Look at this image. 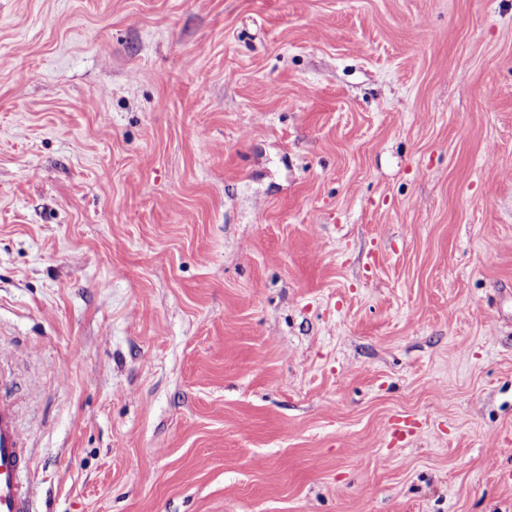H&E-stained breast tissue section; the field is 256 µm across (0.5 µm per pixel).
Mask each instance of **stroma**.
<instances>
[{
  "label": "stroma",
  "mask_w": 512,
  "mask_h": 512,
  "mask_svg": "<svg viewBox=\"0 0 512 512\" xmlns=\"http://www.w3.org/2000/svg\"><path fill=\"white\" fill-rule=\"evenodd\" d=\"M0 350L33 512H512V0H0Z\"/></svg>",
  "instance_id": "1"
}]
</instances>
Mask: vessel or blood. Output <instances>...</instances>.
Listing matches in <instances>:
<instances>
[{
  "label": "vessel or blood",
  "instance_id": "b4317fda",
  "mask_svg": "<svg viewBox=\"0 0 512 512\" xmlns=\"http://www.w3.org/2000/svg\"><path fill=\"white\" fill-rule=\"evenodd\" d=\"M32 469L13 406L0 402V512H30Z\"/></svg>",
  "mask_w": 512,
  "mask_h": 512
}]
</instances>
